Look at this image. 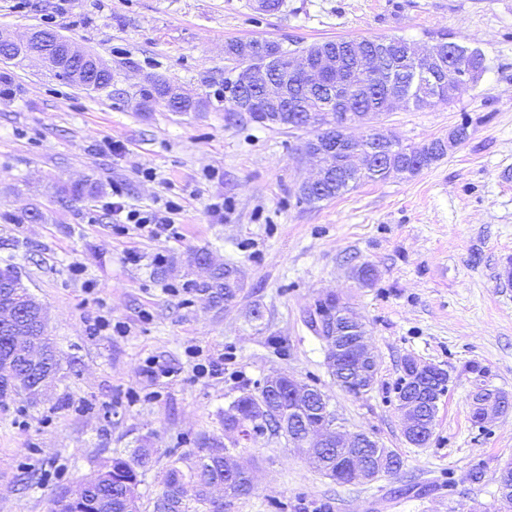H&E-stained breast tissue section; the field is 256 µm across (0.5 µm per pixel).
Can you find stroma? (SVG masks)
<instances>
[{"mask_svg":"<svg viewBox=\"0 0 512 512\" xmlns=\"http://www.w3.org/2000/svg\"><path fill=\"white\" fill-rule=\"evenodd\" d=\"M56 22H49V15ZM52 25L103 60L112 85L89 92L51 78L42 65L0 60L12 95L0 99V266L15 267L44 304L61 379L38 401L0 399V512H48L53 494L93 478L112 457L150 449L139 486L152 512L166 470L215 445L225 408L243 386L287 374L325 392L344 430L396 452L398 473L339 485L302 449L266 435L235 453L252 467L250 494L225 512H295L299 501L330 512H488L494 477L512 460V410L485 426L471 421L477 384L512 393V0H0V31ZM479 49L488 67L453 103L401 108L382 129L402 144L468 137L414 176L363 182L314 205L297 203L311 165L301 131L224 118L229 41L289 44L440 36ZM190 90L197 112L133 105L147 80ZM152 170L145 180L143 170ZM93 196L72 199L74 183ZM132 209L182 205L175 240L140 230L112 233L113 186ZM223 202V214L211 206ZM38 209L42 217L26 222ZM207 249L244 282L230 304L195 289L193 251ZM140 259L128 261L129 251ZM375 282L359 286L354 267ZM84 270L83 278L71 273ZM334 292L365 324L378 372L355 397L330 375L323 341L307 323ZM115 331H94L99 318ZM450 375L427 447L410 445L394 402L408 357ZM169 377L147 378V361ZM218 361V375L197 374ZM483 467L481 482L471 479Z\"/></svg>","mask_w":512,"mask_h":512,"instance_id":"stroma-1","label":"stroma"}]
</instances>
